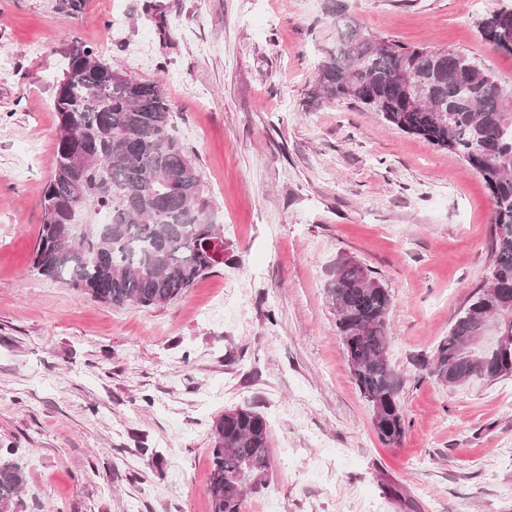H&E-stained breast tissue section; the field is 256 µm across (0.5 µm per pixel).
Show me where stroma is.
<instances>
[{"mask_svg": "<svg viewBox=\"0 0 512 512\" xmlns=\"http://www.w3.org/2000/svg\"><path fill=\"white\" fill-rule=\"evenodd\" d=\"M333 2L512 84V58L478 31L512 0H0V456L26 468L23 512H211L214 423L244 405L272 453L241 512H512V377L448 388L420 368L489 274L491 198L459 156L379 114L309 104ZM78 43L163 81L224 225L223 264L163 307L115 308L32 270L55 86ZM347 258L393 297L394 448L325 294Z\"/></svg>", "mask_w": 512, "mask_h": 512, "instance_id": "obj_1", "label": "stroma"}]
</instances>
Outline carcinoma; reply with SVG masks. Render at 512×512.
<instances>
[{
    "mask_svg": "<svg viewBox=\"0 0 512 512\" xmlns=\"http://www.w3.org/2000/svg\"><path fill=\"white\" fill-rule=\"evenodd\" d=\"M335 38L317 66L310 101L352 100L399 130L458 154L481 175L493 203V262L422 370L454 387L469 378L512 376V86L467 57L438 46L390 42L332 10ZM494 50L512 57V9L479 21ZM76 44L56 85L54 172L42 199L33 269L111 305L161 307L184 294L224 255L216 220L189 148L177 136L162 84L120 71ZM336 327L372 423L387 446L400 443L403 380L391 367L392 296L363 265L344 260L327 283ZM507 336L472 351L483 334ZM270 427L249 406L214 425L207 493L211 512H241L250 489L268 481ZM26 481L0 459V512H18Z\"/></svg>",
    "mask_w": 512,
    "mask_h": 512,
    "instance_id": "carcinoma-1",
    "label": "carcinoma"
}]
</instances>
